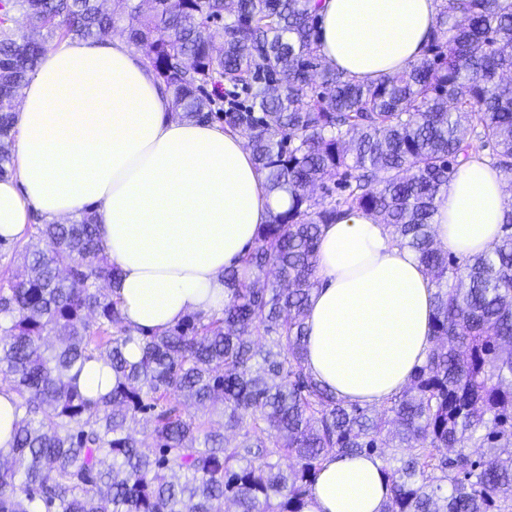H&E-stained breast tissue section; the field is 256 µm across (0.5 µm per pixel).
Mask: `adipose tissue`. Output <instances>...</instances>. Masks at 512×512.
I'll use <instances>...</instances> for the list:
<instances>
[{
    "label": "adipose tissue",
    "mask_w": 512,
    "mask_h": 512,
    "mask_svg": "<svg viewBox=\"0 0 512 512\" xmlns=\"http://www.w3.org/2000/svg\"><path fill=\"white\" fill-rule=\"evenodd\" d=\"M439 0H321L318 52L359 83L422 58ZM16 175L0 178V240L30 211L49 223L95 212L118 269L112 295L134 341L224 307V271L241 266L260 225L286 209L267 194L243 136L175 116L172 99L120 39H69L22 88ZM506 177L472 158L434 215L438 246L464 260L488 251L512 209ZM306 319L305 365L337 398L362 407L400 392L431 347L433 287L415 253L378 218L353 211L323 225ZM389 487L376 457H335L305 512H380Z\"/></svg>",
    "instance_id": "adipose-tissue-1"
}]
</instances>
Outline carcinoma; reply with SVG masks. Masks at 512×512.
Returning <instances> with one entry per match:
<instances>
[{
    "label": "carcinoma",
    "instance_id": "obj_1",
    "mask_svg": "<svg viewBox=\"0 0 512 512\" xmlns=\"http://www.w3.org/2000/svg\"><path fill=\"white\" fill-rule=\"evenodd\" d=\"M139 2L116 15L102 0H0V177L13 96L50 43L96 39L119 16L174 111L227 121L290 204L224 271V309L142 336L136 361L99 287L118 271L94 212L27 228L37 242L15 243L21 264L0 281V371L20 415L0 512H303L323 463L361 454L381 462L382 512H512V209L501 240L463 262L432 229L470 158L486 150L512 175V0H441L424 56L370 84L322 61L312 0ZM15 10L32 31L12 27ZM351 211L391 227L435 288L427 359L380 410L304 366L320 225ZM97 357L116 384L94 400L71 372ZM218 403L222 423L179 408Z\"/></svg>",
    "mask_w": 512,
    "mask_h": 512
}]
</instances>
